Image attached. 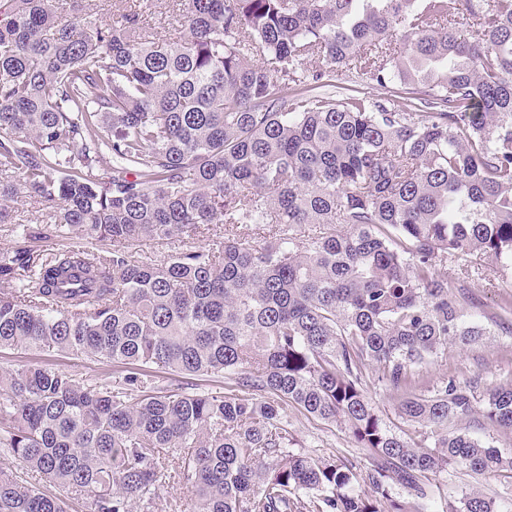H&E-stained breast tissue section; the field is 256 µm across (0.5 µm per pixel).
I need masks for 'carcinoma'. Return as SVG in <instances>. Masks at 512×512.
<instances>
[{"label": "carcinoma", "instance_id": "obj_1", "mask_svg": "<svg viewBox=\"0 0 512 512\" xmlns=\"http://www.w3.org/2000/svg\"><path fill=\"white\" fill-rule=\"evenodd\" d=\"M58 4L0 0V350L124 375L0 369V512H152L175 478L192 512H425L449 467L512 480L468 434L512 432V384L423 371L485 336L482 264L512 269V0H179V42ZM343 72L389 105L327 91ZM20 195L46 221L12 223ZM205 224L224 241L185 245ZM64 235L112 250L40 248ZM153 240L180 246L136 256ZM490 320L512 333L511 294ZM289 405L370 468L288 451ZM53 363L58 367L77 374L79 377L94 380L104 374L114 383L119 381L121 374L106 361H100L86 356H73L57 353H43L24 350L0 351V367L29 365L36 363Z\"/></svg>", "mask_w": 512, "mask_h": 512}]
</instances>
